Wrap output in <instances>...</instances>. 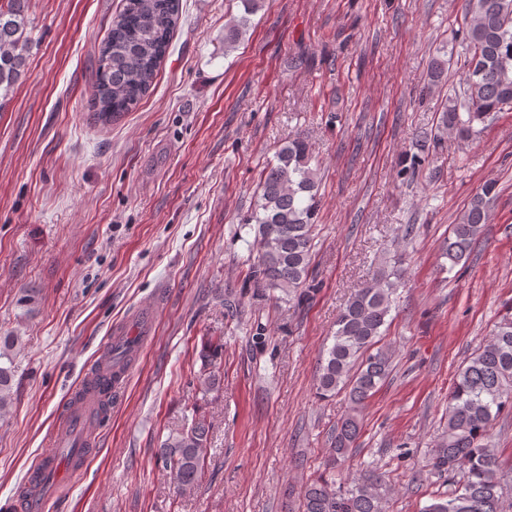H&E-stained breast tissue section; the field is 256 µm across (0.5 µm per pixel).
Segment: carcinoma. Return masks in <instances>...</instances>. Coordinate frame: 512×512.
<instances>
[{
    "label": "carcinoma",
    "instance_id": "carcinoma-1",
    "mask_svg": "<svg viewBox=\"0 0 512 512\" xmlns=\"http://www.w3.org/2000/svg\"><path fill=\"white\" fill-rule=\"evenodd\" d=\"M243 14L224 27V54L232 52L249 30L262 0H241ZM180 0H124L101 46L92 78L94 116L116 120L133 110L153 86L179 19ZM467 71L462 89L448 96L440 117L441 132L466 141L499 112L512 110V0H463ZM28 0L0 4V106L9 101L24 75L31 49ZM492 187L476 194L451 226L443 242L441 267L468 262L473 244L489 220ZM318 181L307 143L290 138L262 170L259 198L248 217L258 225L252 278L262 288L298 293L305 287L311 259L312 231L318 212ZM402 259L393 257L371 281L345 302L336 319L332 344L322 355L317 390L324 398L346 393L348 412L329 438L325 469L334 471L361 436L360 413L393 371L395 350L382 343L401 280ZM221 341L204 342L203 381L210 391L220 381ZM12 367L0 366V411L11 402ZM512 409V308L453 379L444 430L432 451L431 466L448 474V494L422 512H506L507 475L488 429ZM209 424L195 415L163 441L157 461L185 493L202 480ZM302 512H387L383 475L365 470L341 484L322 474L303 490Z\"/></svg>",
    "mask_w": 512,
    "mask_h": 512
}]
</instances>
